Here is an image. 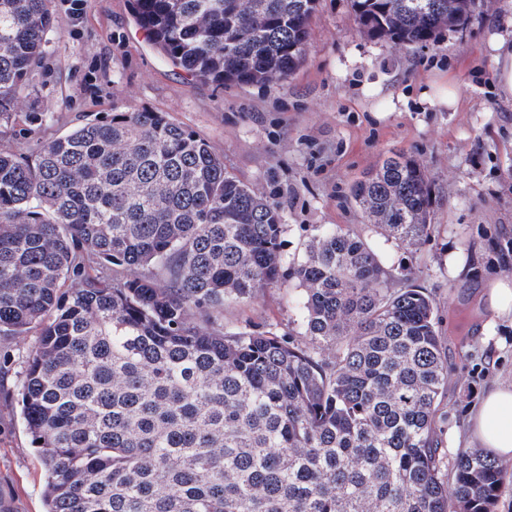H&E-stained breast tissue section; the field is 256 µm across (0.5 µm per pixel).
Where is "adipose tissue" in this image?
Instances as JSON below:
<instances>
[{"instance_id": "ef3b65f1", "label": "adipose tissue", "mask_w": 512, "mask_h": 512, "mask_svg": "<svg viewBox=\"0 0 512 512\" xmlns=\"http://www.w3.org/2000/svg\"><path fill=\"white\" fill-rule=\"evenodd\" d=\"M467 424L472 445L496 458H512V383L492 384Z\"/></svg>"}]
</instances>
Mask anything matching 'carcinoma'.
I'll return each mask as SVG.
<instances>
[{"label": "carcinoma", "instance_id": "carcinoma-1", "mask_svg": "<svg viewBox=\"0 0 512 512\" xmlns=\"http://www.w3.org/2000/svg\"><path fill=\"white\" fill-rule=\"evenodd\" d=\"M0 0V126L19 119L55 26ZM190 76L285 82L319 0H130ZM398 49L464 30L477 0H351ZM370 225L431 241V179L404 153L352 186ZM281 207L162 112H114L29 153L0 150V350L36 337L18 388L45 512H494L509 467L448 462V366L427 289L363 231L287 256ZM292 282L302 320L224 324V304ZM453 496H448V486Z\"/></svg>", "mask_w": 512, "mask_h": 512}]
</instances>
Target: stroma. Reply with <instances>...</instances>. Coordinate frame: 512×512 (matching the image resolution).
Listing matches in <instances>:
<instances>
[{
	"mask_svg": "<svg viewBox=\"0 0 512 512\" xmlns=\"http://www.w3.org/2000/svg\"><path fill=\"white\" fill-rule=\"evenodd\" d=\"M49 0L55 20L18 113L42 112L48 140L89 116L166 113L223 157L225 169L283 211L286 255L318 231L360 227L351 185L392 152L416 157L432 182L437 226L409 252L372 236L387 267L434 297L448 365V454L467 445L466 422L488 385L512 380V320L477 310L475 292L494 279L512 284V97L498 83L491 46L512 32V0H485L465 31L435 46L399 50L359 33L350 0H320L310 49L288 82L219 86L173 65L138 28L130 0ZM452 86L455 105L432 100ZM294 285L229 303L224 321L287 325ZM31 341H17L0 364V512H43L44 473L20 408L12 403Z\"/></svg>",
	"mask_w": 512,
	"mask_h": 512,
	"instance_id": "35a3bbf8",
	"label": "stroma"
}]
</instances>
